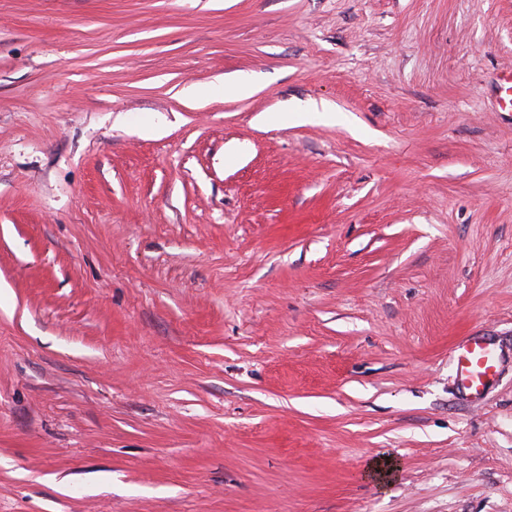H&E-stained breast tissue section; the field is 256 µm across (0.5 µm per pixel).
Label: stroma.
<instances>
[{
	"mask_svg": "<svg viewBox=\"0 0 512 512\" xmlns=\"http://www.w3.org/2000/svg\"><path fill=\"white\" fill-rule=\"evenodd\" d=\"M508 67L512 0H0V512H512ZM453 362L459 386L471 398H479L498 371V358L480 337L458 346Z\"/></svg>",
	"mask_w": 512,
	"mask_h": 512,
	"instance_id": "obj_1",
	"label": "stroma"
}]
</instances>
